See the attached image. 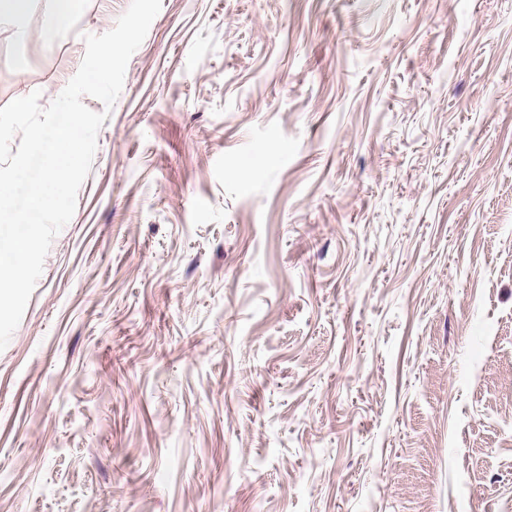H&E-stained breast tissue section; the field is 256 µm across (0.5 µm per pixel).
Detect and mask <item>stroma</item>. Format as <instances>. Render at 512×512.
<instances>
[{"label": "stroma", "instance_id": "obj_1", "mask_svg": "<svg viewBox=\"0 0 512 512\" xmlns=\"http://www.w3.org/2000/svg\"><path fill=\"white\" fill-rule=\"evenodd\" d=\"M46 2L0 107L130 5ZM108 113L0 351V512H512V0H162ZM53 21L39 36L45 41H53L65 33L78 10V0H52Z\"/></svg>", "mask_w": 512, "mask_h": 512}]
</instances>
